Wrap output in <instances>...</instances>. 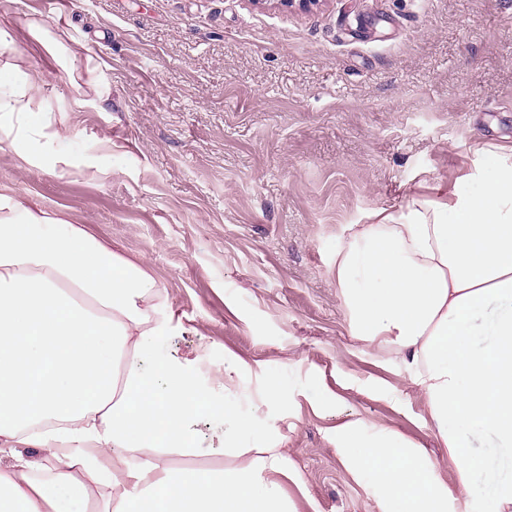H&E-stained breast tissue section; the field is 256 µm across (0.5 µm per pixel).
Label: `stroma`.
Instances as JSON below:
<instances>
[{
  "label": "stroma",
  "mask_w": 512,
  "mask_h": 512,
  "mask_svg": "<svg viewBox=\"0 0 512 512\" xmlns=\"http://www.w3.org/2000/svg\"><path fill=\"white\" fill-rule=\"evenodd\" d=\"M0 28V64L44 77L40 159L0 142V193L147 265L181 319L156 355L203 371L234 355L301 384L276 408L262 375L235 390L299 466V512H379L338 450L354 420L425 448L458 490L425 395L351 336L331 268L348 225L512 143V0H0Z\"/></svg>",
  "instance_id": "stroma-1"
}]
</instances>
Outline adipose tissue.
Here are the masks:
<instances>
[{
    "label": "adipose tissue",
    "instance_id": "1",
    "mask_svg": "<svg viewBox=\"0 0 512 512\" xmlns=\"http://www.w3.org/2000/svg\"><path fill=\"white\" fill-rule=\"evenodd\" d=\"M33 112L31 75L0 67V142L30 157ZM478 155L475 172L437 183L407 214L374 213L331 270L352 336L390 345L464 490L455 497L425 449L393 432L363 440L348 423L340 451L352 471H369L380 512L512 507V477L486 493L470 483L486 466L468 451L473 439L492 440L512 467V146ZM490 308L491 337L474 344ZM179 324L143 264L0 193V512H297L286 485L301 473L274 445L275 427L228 396L252 366L225 359L199 386L195 359L153 354ZM205 417L231 466L189 467Z\"/></svg>",
    "mask_w": 512,
    "mask_h": 512
}]
</instances>
